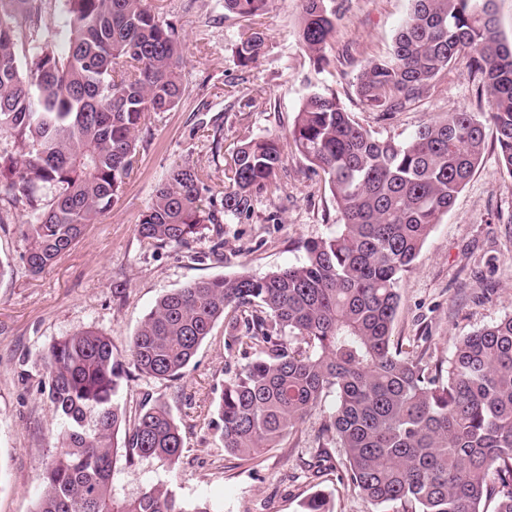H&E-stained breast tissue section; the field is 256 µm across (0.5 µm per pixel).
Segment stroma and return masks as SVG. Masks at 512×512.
<instances>
[{
    "label": "stroma",
    "instance_id": "stroma-1",
    "mask_svg": "<svg viewBox=\"0 0 512 512\" xmlns=\"http://www.w3.org/2000/svg\"><path fill=\"white\" fill-rule=\"evenodd\" d=\"M148 4L177 31L185 92L174 110L147 118L137 166L111 211L38 276L20 258V226L31 212L17 208L11 223L0 224V260L9 264L0 277V512L34 510L58 429L44 388L45 355L64 336L88 327L112 341L127 375L118 394L127 414L148 401L166 404L184 440L177 467L157 459L133 468L117 463L116 496L133 497L164 483L187 505L205 503L213 512H301L302 502L320 489L330 498V512H397L343 485V450L320 436L336 406L335 393H326L279 447L252 459L225 452L208 425L225 373L237 367L225 350L224 322L216 323L174 381L134 371L128 348L166 292L199 279L242 270L262 276L299 264L303 242L334 233L338 213L329 185L288 139L313 89L332 87L344 109L374 136L404 141L448 113L479 112L478 78L468 57L460 55L412 109L384 120L365 109L356 76L364 62L388 54L408 0H338L332 63L320 72L299 42V0H274L251 23L225 12L224 0ZM254 29L266 33L265 48L243 68L236 48ZM265 135L278 137L285 167L255 195L250 215L210 225L185 247L151 246L138 237L135 226L173 167H202L210 185L222 189L225 157ZM219 238L224 250L216 255L212 245ZM399 294L393 339L433 364L450 360L453 338L512 315V175L501 167L494 137H487L480 166L433 228Z\"/></svg>",
    "mask_w": 512,
    "mask_h": 512
}]
</instances>
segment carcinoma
Listing matches in <instances>:
<instances>
[{"instance_id": "cac0c4a2", "label": "carcinoma", "mask_w": 512, "mask_h": 512, "mask_svg": "<svg viewBox=\"0 0 512 512\" xmlns=\"http://www.w3.org/2000/svg\"><path fill=\"white\" fill-rule=\"evenodd\" d=\"M39 0H0V195L33 219L22 225V260L42 273L117 202L134 169L138 132L152 112L184 93L175 28L146 0H64L61 42L21 50L18 29ZM270 0H224L244 18ZM389 56L365 64L357 94L388 120L415 105L461 53L479 76L482 119L450 112L409 139L361 127L330 88L302 103L288 138L323 173L339 214L335 233L303 245L299 265L254 276L194 281L162 295L129 346L134 369L175 380L216 322L230 330L228 372L210 419L224 451L248 457L276 448L323 392L336 391L321 435L345 454L342 481L370 502L401 512H512V316L457 339L449 364L405 354L392 340L399 283L433 227L478 167L486 124L512 174V44L496 27L493 0H409ZM332 0H301L300 43L317 70L335 33ZM266 36L237 45L247 67ZM284 156L260 137L224 163V188L189 163L174 168L136 225L148 245L187 246L219 215L251 211ZM45 388L60 424L57 454L41 476L34 512H211L189 509L166 484L132 498L112 493L115 464L153 458L170 467L183 453L180 427L163 404H145L126 425L117 400L123 374L112 341L76 331L47 353ZM302 512H329L313 493Z\"/></svg>"}]
</instances>
